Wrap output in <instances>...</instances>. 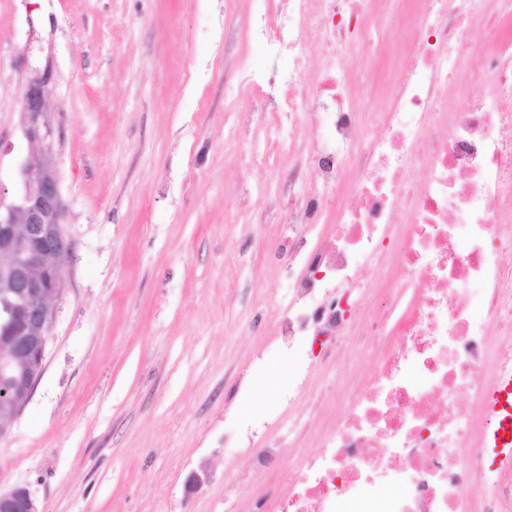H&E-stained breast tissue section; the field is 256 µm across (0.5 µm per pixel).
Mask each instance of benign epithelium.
<instances>
[{
    "mask_svg": "<svg viewBox=\"0 0 512 512\" xmlns=\"http://www.w3.org/2000/svg\"><path fill=\"white\" fill-rule=\"evenodd\" d=\"M50 70L22 81L23 136L11 187L0 184V439L33 395L64 290L61 260L69 254L65 202L54 153L56 129L47 110ZM0 512H41L30 491H0Z\"/></svg>",
    "mask_w": 512,
    "mask_h": 512,
    "instance_id": "obj_1",
    "label": "benign epithelium"
}]
</instances>
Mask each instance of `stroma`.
Masks as SVG:
<instances>
[{
    "label": "stroma",
    "mask_w": 512,
    "mask_h": 512,
    "mask_svg": "<svg viewBox=\"0 0 512 512\" xmlns=\"http://www.w3.org/2000/svg\"><path fill=\"white\" fill-rule=\"evenodd\" d=\"M246 0H0V183L26 146V66H48L46 102L71 252L45 368L0 439V490L28 487L41 512H235L225 484L260 493L300 479L319 435L316 396L368 374L348 341L304 394L279 405L288 204L302 168L240 167L236 146L299 151L304 121H268L238 99L224 62L259 48L237 32ZM237 101L238 111L227 109ZM258 420L278 463L258 467L238 425ZM204 477L189 491L191 473Z\"/></svg>",
    "instance_id": "stroma-1"
}]
</instances>
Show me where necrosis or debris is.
<instances>
[{"instance_id": "obj_1", "label": "necrosis or debris", "mask_w": 512, "mask_h": 512, "mask_svg": "<svg viewBox=\"0 0 512 512\" xmlns=\"http://www.w3.org/2000/svg\"><path fill=\"white\" fill-rule=\"evenodd\" d=\"M399 3L251 0L241 38L280 59V74L244 57L229 71L254 109L305 114L313 131L295 163L319 186L290 218L296 300L278 341L356 326L380 343L300 482L250 498L225 487L250 512H512V467L492 460L482 407L512 373V0H412L398 38L375 34V16ZM310 29L323 37L305 99L295 44ZM345 47L380 75L343 68ZM347 166L350 204L323 193ZM329 212L335 233L309 238ZM368 292L389 305L367 310ZM461 393L476 410L458 412Z\"/></svg>"}]
</instances>
